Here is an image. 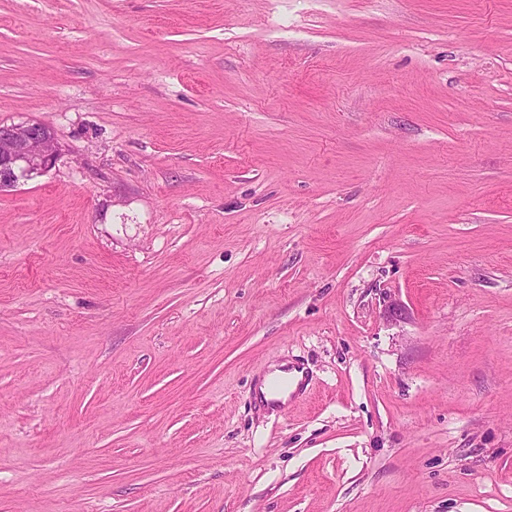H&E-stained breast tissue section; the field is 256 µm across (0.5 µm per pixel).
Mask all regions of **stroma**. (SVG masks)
<instances>
[{
  "mask_svg": "<svg viewBox=\"0 0 512 512\" xmlns=\"http://www.w3.org/2000/svg\"><path fill=\"white\" fill-rule=\"evenodd\" d=\"M26 121L0 512H512V0H0ZM58 151L54 133L41 123H0V192L46 172Z\"/></svg>",
  "mask_w": 512,
  "mask_h": 512,
  "instance_id": "stroma-1",
  "label": "stroma"
}]
</instances>
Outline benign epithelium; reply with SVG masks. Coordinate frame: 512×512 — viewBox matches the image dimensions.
<instances>
[{
    "label": "benign epithelium",
    "mask_w": 512,
    "mask_h": 512,
    "mask_svg": "<svg viewBox=\"0 0 512 512\" xmlns=\"http://www.w3.org/2000/svg\"><path fill=\"white\" fill-rule=\"evenodd\" d=\"M57 156L55 135L45 125L0 123V192L43 174Z\"/></svg>",
    "instance_id": "benign-epithelium-1"
}]
</instances>
